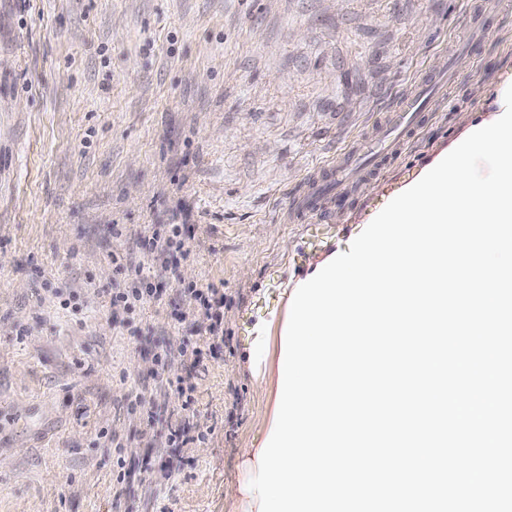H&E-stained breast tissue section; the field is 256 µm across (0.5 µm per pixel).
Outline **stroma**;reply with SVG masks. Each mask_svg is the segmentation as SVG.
I'll list each match as a JSON object with an SVG mask.
<instances>
[{
    "label": "stroma",
    "instance_id": "35a3bbf8",
    "mask_svg": "<svg viewBox=\"0 0 512 512\" xmlns=\"http://www.w3.org/2000/svg\"><path fill=\"white\" fill-rule=\"evenodd\" d=\"M497 0H0V512H256L246 451L273 421L287 302L391 197L497 108L512 12ZM456 86L336 221L290 195L431 71ZM171 224L179 283L111 306L139 236ZM224 294V342L180 285ZM201 351L189 439L153 421L156 355Z\"/></svg>",
    "mask_w": 512,
    "mask_h": 512
}]
</instances>
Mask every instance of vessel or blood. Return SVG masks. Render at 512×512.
Masks as SVG:
<instances>
[{
	"mask_svg": "<svg viewBox=\"0 0 512 512\" xmlns=\"http://www.w3.org/2000/svg\"><path fill=\"white\" fill-rule=\"evenodd\" d=\"M455 79V74L441 73L419 81L385 113L383 130L377 131L375 137L358 139L354 145L324 165L319 175L310 181L305 193L291 198L289 213L300 219L312 216L319 223H333L336 210L331 205L332 195L349 190L351 170L362 165L378 166L395 154L408 133L424 119L430 95L447 94Z\"/></svg>",
	"mask_w": 512,
	"mask_h": 512,
	"instance_id": "vessel-or-blood-1",
	"label": "vessel or blood"
}]
</instances>
